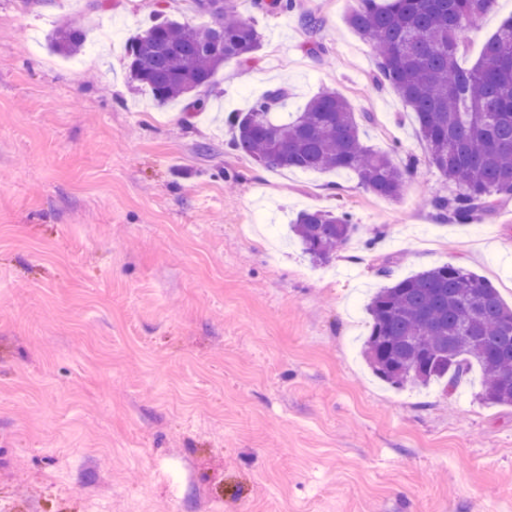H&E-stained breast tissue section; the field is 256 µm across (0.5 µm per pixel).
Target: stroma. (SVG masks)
Returning a JSON list of instances; mask_svg holds the SVG:
<instances>
[{
	"label": "stroma",
	"mask_w": 512,
	"mask_h": 512,
	"mask_svg": "<svg viewBox=\"0 0 512 512\" xmlns=\"http://www.w3.org/2000/svg\"><path fill=\"white\" fill-rule=\"evenodd\" d=\"M0 0V505L6 512H512V406L479 373L396 389L362 353L366 304L391 278L452 263L512 306V198L451 225L424 201L412 113L376 89L355 0H238L260 48L189 99L131 80L124 43L188 0ZM325 55L308 52L306 15ZM512 0L471 27L472 66ZM86 46L54 53L66 20ZM284 86L325 89L398 165L399 201L350 172L268 170L231 145L232 112ZM348 213L346 246L314 264L289 230Z\"/></svg>",
	"instance_id": "obj_1"
}]
</instances>
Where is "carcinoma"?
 Listing matches in <instances>:
<instances>
[{"label": "carcinoma", "mask_w": 512, "mask_h": 512, "mask_svg": "<svg viewBox=\"0 0 512 512\" xmlns=\"http://www.w3.org/2000/svg\"><path fill=\"white\" fill-rule=\"evenodd\" d=\"M496 0H357L348 25L372 48L375 86L390 89L413 112L427 147L426 164L453 182L427 204L442 220L466 224L512 195V17L504 20L469 69L458 64L464 31ZM209 20L197 27L162 19L129 39L132 78L161 104L213 84L224 64L248 62L259 49L256 29L237 0H191ZM309 51L323 50L318 19L305 21ZM83 30L72 22L50 33V47L77 54ZM288 91H268L233 117L236 150L267 169L355 173L373 194L401 198L416 165L405 168L366 146L349 101L324 90L291 118H279ZM345 212L306 210L291 231L314 262L330 261L353 234ZM364 355L394 387L446 381L472 369L479 398L512 405V307L485 278L452 263L397 279L371 298Z\"/></svg>", "instance_id": "cac0c4a2"}]
</instances>
